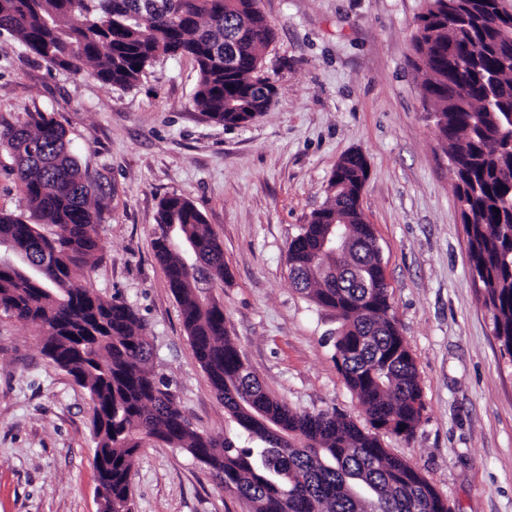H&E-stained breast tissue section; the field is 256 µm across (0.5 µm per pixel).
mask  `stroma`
Instances as JSON below:
<instances>
[{"label": "stroma", "mask_w": 512, "mask_h": 512, "mask_svg": "<svg viewBox=\"0 0 512 512\" xmlns=\"http://www.w3.org/2000/svg\"><path fill=\"white\" fill-rule=\"evenodd\" d=\"M425 0H258L275 40L263 72L268 112L224 127L193 101L187 58H163L138 87L50 69L0 37V127L42 110L107 195L95 266L77 277L131 305L154 345V372L192 427L237 436L194 360L180 305L152 248L160 201L188 197L224 248L212 293L230 337L267 391L300 411L358 424L333 360L339 321L293 285L288 244L327 200L342 155L362 151L360 199L382 249L392 311L414 358L423 409L412 436L385 433L450 512H512V357L503 354L468 255L454 175L439 142L412 38ZM86 391L46 358L37 325L0 313V512H101ZM134 512H247L177 448H143Z\"/></svg>", "instance_id": "obj_1"}]
</instances>
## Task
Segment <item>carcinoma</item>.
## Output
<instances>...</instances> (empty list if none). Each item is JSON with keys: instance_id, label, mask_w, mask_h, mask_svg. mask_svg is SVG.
I'll return each instance as SVG.
<instances>
[{"instance_id": "1", "label": "carcinoma", "mask_w": 512, "mask_h": 512, "mask_svg": "<svg viewBox=\"0 0 512 512\" xmlns=\"http://www.w3.org/2000/svg\"><path fill=\"white\" fill-rule=\"evenodd\" d=\"M4 34L51 69L88 68L124 92L156 60L188 57L198 71L196 105L224 126L256 118L277 96L261 57L274 31L257 0H0ZM413 49L455 176L471 268L512 358V12L502 0H426ZM0 149L13 159L29 208L0 210V245L41 266L0 269V312L39 326L43 354L87 391L103 512H132L130 472L148 444L186 451L251 512H448L420 469L375 433L392 422L412 435L423 404L384 270L369 255L373 230L358 206L365 157L349 156L332 171L330 198L290 242L288 263L295 288L340 319L333 359L370 430L335 410L293 409L244 368L211 293L215 280L229 277L222 243L190 199L160 201L154 254L181 305L192 356L241 428L232 439L191 427L154 373L152 345L140 343L138 312L76 278L99 251L101 210L91 208L97 185L65 129L29 112L0 130ZM334 221L355 240L340 262L319 253ZM43 224L55 231L42 233Z\"/></svg>"}]
</instances>
